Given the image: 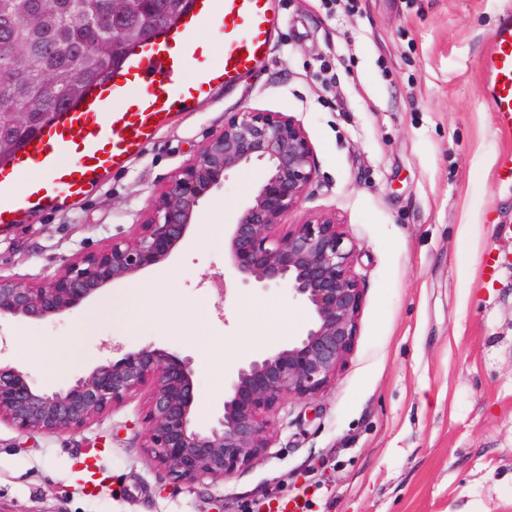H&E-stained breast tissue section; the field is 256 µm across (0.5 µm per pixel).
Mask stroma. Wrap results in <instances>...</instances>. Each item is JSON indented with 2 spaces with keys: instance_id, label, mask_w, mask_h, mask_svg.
I'll return each mask as SVG.
<instances>
[{
  "instance_id": "1",
  "label": "stroma",
  "mask_w": 512,
  "mask_h": 512,
  "mask_svg": "<svg viewBox=\"0 0 512 512\" xmlns=\"http://www.w3.org/2000/svg\"><path fill=\"white\" fill-rule=\"evenodd\" d=\"M270 57L236 86L178 113L125 168L86 198L0 233V276L41 282L66 261L132 237L153 196L227 113L298 120L316 178L283 224L335 215L357 244L358 336L336 380L284 400L266 454L227 480L174 479L148 456L146 393L73 432L29 436L0 423V512H512V152L497 126L480 58L512 0H276ZM264 172L230 174L202 203L165 265L115 284L64 317L0 322L33 347L1 358L40 388L70 386L103 358V340L191 357L197 429L221 414L240 361L270 351L287 290L224 270V228ZM497 270L487 274V262ZM224 275L226 297L212 280ZM155 297L159 319L127 327L129 289ZM91 332L47 361L73 324Z\"/></svg>"
}]
</instances>
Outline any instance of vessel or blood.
Masks as SVG:
<instances>
[{
  "instance_id": "1",
  "label": "vessel or blood",
  "mask_w": 512,
  "mask_h": 512,
  "mask_svg": "<svg viewBox=\"0 0 512 512\" xmlns=\"http://www.w3.org/2000/svg\"><path fill=\"white\" fill-rule=\"evenodd\" d=\"M180 20L131 53L126 68L95 86L23 150L0 165V229L27 223L64 200L88 196L124 168L165 127L173 113L237 85L268 56L278 23L274 0H194ZM224 29V53L193 68L204 53L194 35L212 22ZM498 126L512 132V11H505L481 59ZM118 100L113 111L106 101Z\"/></svg>"
}]
</instances>
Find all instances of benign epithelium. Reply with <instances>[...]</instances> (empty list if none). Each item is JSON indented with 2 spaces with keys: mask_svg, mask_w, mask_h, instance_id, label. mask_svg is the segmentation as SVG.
<instances>
[{
  "mask_svg": "<svg viewBox=\"0 0 512 512\" xmlns=\"http://www.w3.org/2000/svg\"><path fill=\"white\" fill-rule=\"evenodd\" d=\"M58 5L59 0H41L27 16L29 28L40 31ZM5 63L10 67L4 76L24 75L29 45L0 52V65ZM32 116L0 112V155L14 146L4 129L23 126ZM258 162L266 165L265 173L230 224L224 265L245 282L286 288L305 303L313 314L306 334L248 356L224 391L222 416L206 432L194 427L197 392L190 359L152 345L127 350L114 344V356L52 392L0 361V421L29 434H62L147 390L151 429L145 447L160 468L183 481L229 478L266 453L267 418L284 399L307 400L336 379L355 345L363 297L352 263L356 244L336 217L310 216L278 234L282 218L300 205L316 174L311 144L293 118L251 109L231 113L224 128L155 193L132 238L77 257L38 284L0 276V320L65 315L114 282L165 262L228 173Z\"/></svg>",
  "mask_w": 512,
  "mask_h": 512,
  "instance_id": "7a95c632",
  "label": "benign epithelium"
}]
</instances>
